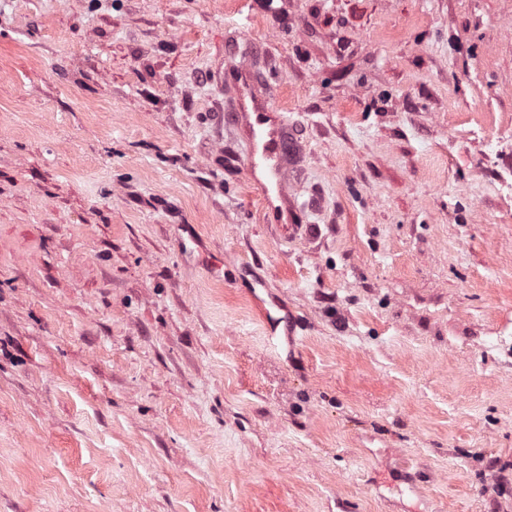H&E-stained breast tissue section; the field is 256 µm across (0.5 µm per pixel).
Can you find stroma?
Here are the masks:
<instances>
[{
  "label": "stroma",
  "instance_id": "obj_1",
  "mask_svg": "<svg viewBox=\"0 0 512 512\" xmlns=\"http://www.w3.org/2000/svg\"><path fill=\"white\" fill-rule=\"evenodd\" d=\"M0 512H512V0H0ZM257 79L241 73L234 85L237 108L226 120L245 133L247 150L245 168L250 182L262 195L270 224L288 225L294 232L297 206L288 191V157L297 145L288 139V122L268 96L257 91Z\"/></svg>",
  "mask_w": 512,
  "mask_h": 512
}]
</instances>
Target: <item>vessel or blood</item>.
I'll return each instance as SVG.
<instances>
[{
  "label": "vessel or blood",
  "instance_id": "obj_1",
  "mask_svg": "<svg viewBox=\"0 0 512 512\" xmlns=\"http://www.w3.org/2000/svg\"><path fill=\"white\" fill-rule=\"evenodd\" d=\"M237 107L226 119L243 130L247 143L245 168L250 182L262 195L273 224L294 222L297 206L288 190V159L297 146L288 137L286 117L269 97L257 91V80L241 73L234 85Z\"/></svg>",
  "mask_w": 512,
  "mask_h": 512
}]
</instances>
